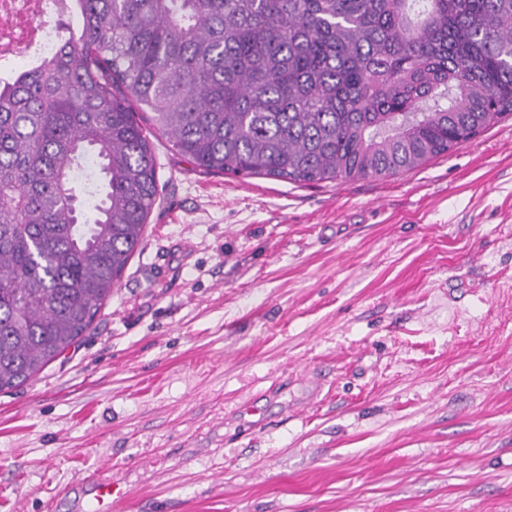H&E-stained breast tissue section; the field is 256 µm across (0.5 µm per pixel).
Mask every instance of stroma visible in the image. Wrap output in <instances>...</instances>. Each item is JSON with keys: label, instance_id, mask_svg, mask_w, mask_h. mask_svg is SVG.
I'll use <instances>...</instances> for the list:
<instances>
[{"label": "stroma", "instance_id": "obj_1", "mask_svg": "<svg viewBox=\"0 0 512 512\" xmlns=\"http://www.w3.org/2000/svg\"><path fill=\"white\" fill-rule=\"evenodd\" d=\"M0 393V512H512V116L386 178L205 174ZM93 490L96 492L95 500L98 512H112L121 502L123 493L117 491L116 484L112 482V477H100L91 474L86 478Z\"/></svg>", "mask_w": 512, "mask_h": 512}]
</instances>
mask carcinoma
<instances>
[{"label":"carcinoma","instance_id":"carcinoma-1","mask_svg":"<svg viewBox=\"0 0 512 512\" xmlns=\"http://www.w3.org/2000/svg\"><path fill=\"white\" fill-rule=\"evenodd\" d=\"M0 84V392L93 324L159 196L143 121L196 168L415 170L512 115V0H74Z\"/></svg>","mask_w":512,"mask_h":512}]
</instances>
